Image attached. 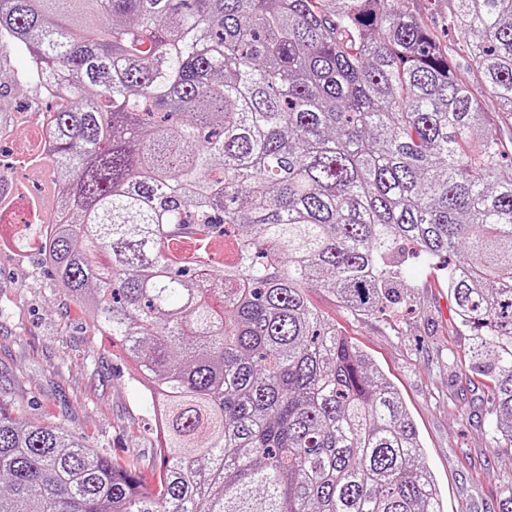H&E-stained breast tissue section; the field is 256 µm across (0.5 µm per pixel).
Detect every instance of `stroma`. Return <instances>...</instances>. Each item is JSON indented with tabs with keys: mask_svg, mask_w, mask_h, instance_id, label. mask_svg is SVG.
I'll use <instances>...</instances> for the list:
<instances>
[{
	"mask_svg": "<svg viewBox=\"0 0 512 512\" xmlns=\"http://www.w3.org/2000/svg\"><path fill=\"white\" fill-rule=\"evenodd\" d=\"M27 66L24 55L0 50V163L18 173L38 149L45 114L37 85L24 77ZM394 262V304L353 315L322 289L308 299L399 389L445 512H499L512 486V447H494L487 388L460 371L470 339L455 320L448 261L404 243ZM0 405L64 427L126 468L148 474L159 466L147 395L118 344L51 276L39 243L19 245L8 214L0 216Z\"/></svg>",
	"mask_w": 512,
	"mask_h": 512,
	"instance_id": "obj_1",
	"label": "stroma"
}]
</instances>
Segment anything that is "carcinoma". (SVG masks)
Returning a JSON list of instances; mask_svg holds the SVG:
<instances>
[{
  "instance_id": "carcinoma-1",
  "label": "carcinoma",
  "mask_w": 512,
  "mask_h": 512,
  "mask_svg": "<svg viewBox=\"0 0 512 512\" xmlns=\"http://www.w3.org/2000/svg\"><path fill=\"white\" fill-rule=\"evenodd\" d=\"M448 26L403 0H0V48L57 79L43 259L153 386L152 479L0 407V512H444L417 427L307 298L392 301L400 239L448 293L512 446V0ZM237 242L223 274L172 260ZM460 50L457 49V60H459L462 64V68L465 71H468V76L473 81L474 88L478 91V96L482 101L483 107L488 115L494 116L498 111V104L488 92H486L479 81V76L475 69L471 66V62L468 57V53L466 49L460 46ZM470 70V71H469Z\"/></svg>"
}]
</instances>
